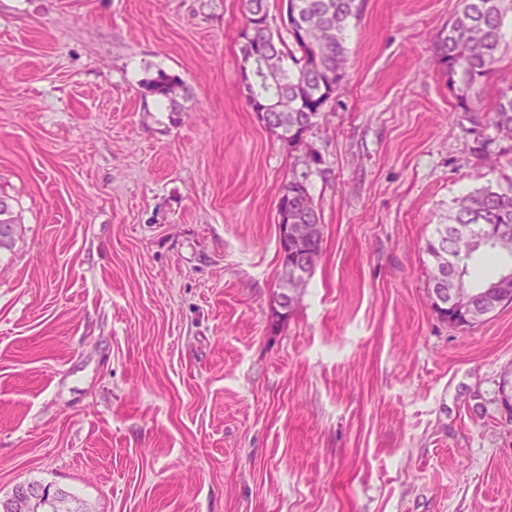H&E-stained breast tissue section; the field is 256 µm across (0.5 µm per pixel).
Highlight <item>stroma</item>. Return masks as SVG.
<instances>
[{
	"mask_svg": "<svg viewBox=\"0 0 512 512\" xmlns=\"http://www.w3.org/2000/svg\"><path fill=\"white\" fill-rule=\"evenodd\" d=\"M461 2L364 0L305 137L324 239L283 318L297 154L247 103L243 0H0V198L21 220L0 252V500L512 512V306L456 330L427 297L441 216L512 181V140L452 116L434 46ZM510 85L512 10L472 97L487 113ZM22 512H73L72 502L57 494L47 493L45 488L28 484L18 485L11 497L9 509L1 504V511Z\"/></svg>",
	"mask_w": 512,
	"mask_h": 512,
	"instance_id": "stroma-1",
	"label": "stroma"
}]
</instances>
